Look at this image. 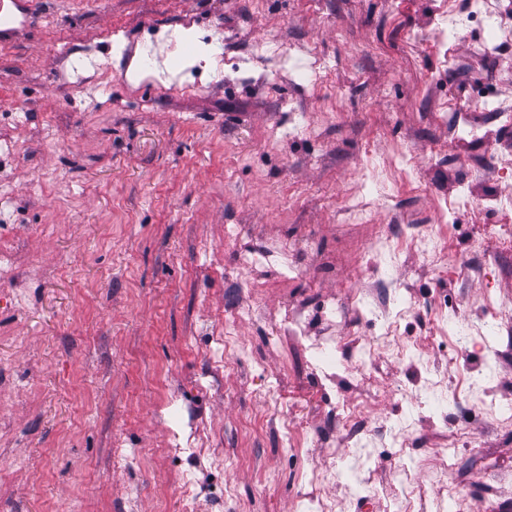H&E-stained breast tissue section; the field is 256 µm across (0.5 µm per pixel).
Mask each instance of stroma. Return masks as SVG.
I'll return each instance as SVG.
<instances>
[{"mask_svg": "<svg viewBox=\"0 0 512 512\" xmlns=\"http://www.w3.org/2000/svg\"><path fill=\"white\" fill-rule=\"evenodd\" d=\"M447 0H32L36 28L0 42V238L21 266L0 294V485L17 512H181L176 488L196 487L195 512H298L303 494L334 512H395L392 478L403 467L429 495L449 489L465 512H512V424L467 410L442 419L422 392L399 395L416 373L448 372V386L476 402L512 396V260L494 253L483 270L465 258L471 235L511 224L487 195L510 182H469L468 168L512 153V128L487 125L474 144L443 115L478 121L481 86L512 98V45L494 70L479 66L483 33L469 28L440 50L431 36ZM193 29L199 43L178 34ZM320 63L327 83L255 56L257 41ZM172 55L167 83L131 82V58L152 68ZM209 56L193 61L196 49ZM454 67L444 68L443 54ZM416 158L398 185L391 224L433 222L442 198L468 185L455 217L447 276L406 253L394 271L412 306L397 333L378 337L372 367L354 386L319 389L308 361L314 341L334 340L337 359L372 335L351 297L375 266L359 243L378 224L345 233L346 195L367 157L393 161V144ZM243 224L247 235L228 237ZM308 237L333 259L300 273L241 274V253L281 237ZM497 297L494 309L482 299ZM257 308L248 316V308ZM447 308L444 335L433 332ZM312 311L306 336L279 328ZM495 321L497 332L460 347L459 327ZM196 406L207 441L172 456L171 397ZM361 403L365 442L345 447L329 406ZM411 424L405 443L381 427ZM470 445L455 468L446 448ZM127 455L114 469L112 450ZM355 462L338 479L309 484L330 457Z\"/></svg>", "mask_w": 512, "mask_h": 512, "instance_id": "stroma-1", "label": "stroma"}]
</instances>
